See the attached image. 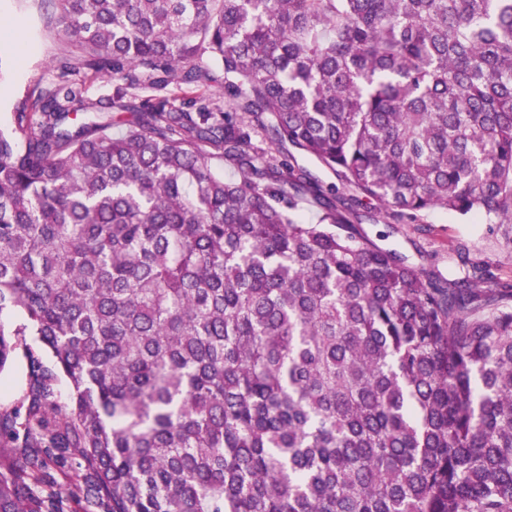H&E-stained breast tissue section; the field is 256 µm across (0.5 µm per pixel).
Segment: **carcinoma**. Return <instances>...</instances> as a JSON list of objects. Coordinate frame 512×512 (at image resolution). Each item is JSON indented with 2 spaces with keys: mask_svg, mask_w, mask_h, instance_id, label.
<instances>
[{
  "mask_svg": "<svg viewBox=\"0 0 512 512\" xmlns=\"http://www.w3.org/2000/svg\"><path fill=\"white\" fill-rule=\"evenodd\" d=\"M49 2L78 62L0 128V512H512V283L360 227L512 224V0ZM29 386V362L20 348L14 362L0 374V413L23 412Z\"/></svg>",
  "mask_w": 512,
  "mask_h": 512,
  "instance_id": "carcinoma-1",
  "label": "carcinoma"
}]
</instances>
